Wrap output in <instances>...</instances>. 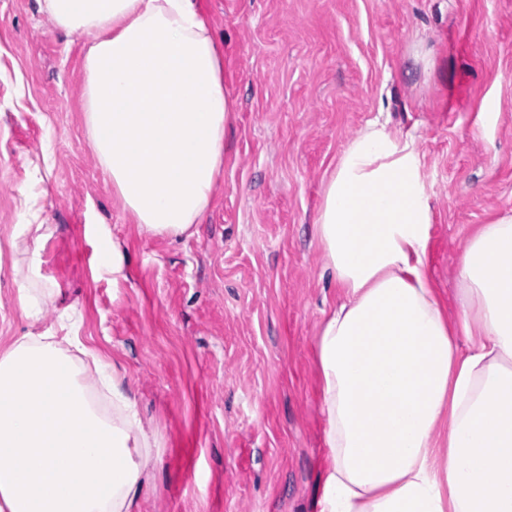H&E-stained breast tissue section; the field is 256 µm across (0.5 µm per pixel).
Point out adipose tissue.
Returning a JSON list of instances; mask_svg holds the SVG:
<instances>
[{
    "label": "adipose tissue",
    "mask_w": 512,
    "mask_h": 512,
    "mask_svg": "<svg viewBox=\"0 0 512 512\" xmlns=\"http://www.w3.org/2000/svg\"><path fill=\"white\" fill-rule=\"evenodd\" d=\"M86 35L83 119L132 223H200L238 110L198 0H38ZM432 195L414 134L369 124L321 186L314 223L344 299L317 340L328 450L316 512H512V214L456 274L460 348L432 283ZM81 316L0 355V512H133L156 440Z\"/></svg>",
    "instance_id": "adipose-tissue-1"
}]
</instances>
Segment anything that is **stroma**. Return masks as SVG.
Returning <instances> with one entry per match:
<instances>
[{"instance_id": "stroma-1", "label": "stroma", "mask_w": 512, "mask_h": 512, "mask_svg": "<svg viewBox=\"0 0 512 512\" xmlns=\"http://www.w3.org/2000/svg\"><path fill=\"white\" fill-rule=\"evenodd\" d=\"M240 102L216 202L191 235L112 200L81 111L86 39L0 0V353L82 315L158 439L136 512H314L327 450L316 336L342 294L313 224L370 121L413 132L432 193L429 271L457 326L456 266L512 211V0H201ZM423 43L431 72L411 59ZM46 224L40 242L21 225ZM120 271L100 259L106 239ZM54 289L35 316L20 295Z\"/></svg>"}]
</instances>
